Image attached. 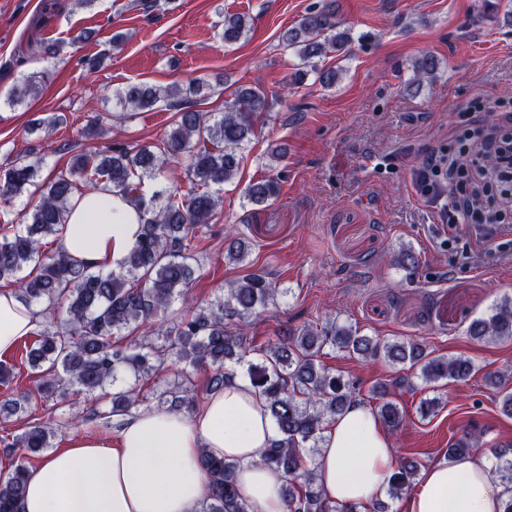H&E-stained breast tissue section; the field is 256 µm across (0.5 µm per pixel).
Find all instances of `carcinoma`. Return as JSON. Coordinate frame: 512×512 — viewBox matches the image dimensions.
I'll use <instances>...</instances> for the list:
<instances>
[{
    "instance_id": "cac0c4a2",
    "label": "carcinoma",
    "mask_w": 512,
    "mask_h": 512,
    "mask_svg": "<svg viewBox=\"0 0 512 512\" xmlns=\"http://www.w3.org/2000/svg\"><path fill=\"white\" fill-rule=\"evenodd\" d=\"M338 27L335 0H327L282 35L283 48L328 86L335 84L337 71L320 70L317 60L331 51H347L350 38ZM245 33V16L226 14L217 37L222 45L229 46ZM106 58L105 52L86 55L78 64L92 75ZM438 67L430 55L413 64L419 80L434 77ZM203 87L204 83L195 79L167 87L130 81L113 92L115 107L122 113L150 110L160 102L174 111L172 127L158 144H112L102 152H79L69 166L45 180L40 179L42 157L36 147L0 168V205L6 207L24 196L38 197L19 222L0 221V281L17 286L30 303L62 305L66 313L61 326L36 330V339L25 347V359L39 376L37 392L45 400L63 385L83 394L96 392L97 400L106 398L108 405L93 409V415L109 420L130 414L142 400L133 386L112 392L108 387L129 374L149 376L174 361L183 365L181 381L163 390L158 401L191 411L198 401L194 370L210 367L213 373L208 388L216 391L235 376L234 367L245 364L248 379L265 398L276 428L261 462L288 474L284 492L287 512H358L354 505L329 501L314 468L305 466V452L318 447L325 421L353 404L364 403L358 382L333 373L320 362L324 348L345 351L360 360L384 358L395 365H408L420 370L421 378L429 384L464 382L477 369L467 358L434 356L416 340L390 341L336 324L320 330L304 325L267 346L251 347L241 327L258 314V308L274 301L279 289L268 272L251 269L243 240L233 234L225 240L224 259L248 273L227 285L224 300L204 308L188 305L197 249L195 232L215 219L223 203L221 191L236 178L257 121L269 108L261 89L240 87L217 117L196 108ZM37 89L34 76L16 79L7 104H20ZM64 122L65 115L50 113L35 123V130L50 133ZM172 162L184 164L188 190L175 188L145 195L142 184L162 177ZM102 185L112 186V191L134 201L143 212L141 236L118 268L94 270L58 251L48 255L41 250L42 239L57 235L66 222L72 196ZM279 191L275 179L262 178L246 185L244 198L260 205L276 199ZM176 300L187 307L165 328L154 329V319ZM138 329L142 337H134L126 345L114 340L124 331L131 334ZM468 332L481 342H511L512 297L503 298L488 315L473 320ZM483 380L497 390L502 412L511 417L512 390L496 373L484 374ZM392 389L412 391L414 385L407 377L398 376L372 392L384 397ZM29 402L27 393L1 401L0 416L22 414ZM376 417L392 431L404 423L403 412L391 401L377 406ZM53 438V420L48 419L27 425L6 444L20 454L13 472L0 476V512H15V504L25 491V461L51 447ZM479 440L475 431L465 434L448 449V460L467 455ZM506 454L504 449L493 451L496 470L508 493L505 512H512V457ZM201 463L208 475L202 512H248L235 490L234 464L208 455L202 456ZM417 471L418 463L413 460L400 463L390 483V494L399 495Z\"/></svg>"
}]
</instances>
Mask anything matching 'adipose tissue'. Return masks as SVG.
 Wrapping results in <instances>:
<instances>
[{
    "instance_id": "adipose-tissue-1",
    "label": "adipose tissue",
    "mask_w": 512,
    "mask_h": 512,
    "mask_svg": "<svg viewBox=\"0 0 512 512\" xmlns=\"http://www.w3.org/2000/svg\"><path fill=\"white\" fill-rule=\"evenodd\" d=\"M141 227L136 206L104 186L71 198L56 248L83 265L109 269ZM40 320L38 306L1 288L0 354L30 336ZM273 437L264 397L236 376L193 414L143 409L122 419L112 437L72 433L65 447L27 470L19 512H198L208 482L199 465L204 453L234 463L250 512H286V474L260 461ZM315 466L329 500L368 512L398 464L378 418L355 405L325 427ZM506 499L489 463L467 457L426 467L407 512H503Z\"/></svg>"
}]
</instances>
